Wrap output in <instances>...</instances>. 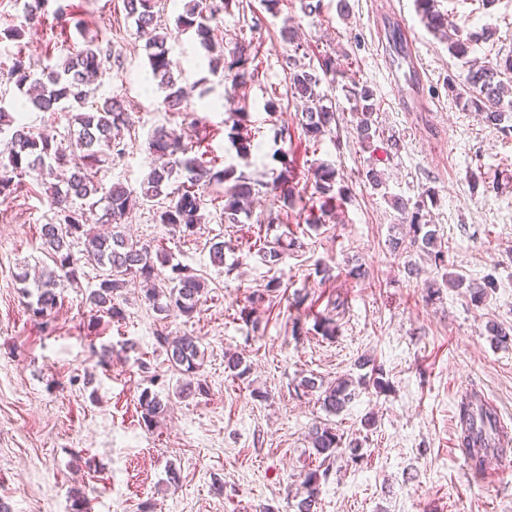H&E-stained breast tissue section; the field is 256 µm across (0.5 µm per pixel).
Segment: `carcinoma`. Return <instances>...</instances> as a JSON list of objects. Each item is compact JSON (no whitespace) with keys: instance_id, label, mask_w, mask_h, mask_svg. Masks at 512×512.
<instances>
[{"instance_id":"carcinoma-1","label":"carcinoma","mask_w":512,"mask_h":512,"mask_svg":"<svg viewBox=\"0 0 512 512\" xmlns=\"http://www.w3.org/2000/svg\"><path fill=\"white\" fill-rule=\"evenodd\" d=\"M21 8L23 22L4 29V38L19 41L25 29L42 23L48 15L51 0H16ZM240 0H187L175 24L181 33H191L208 58L213 73H223L231 90H246L259 78L258 53L250 44L242 43L225 58L224 46L214 34L213 22L221 12L230 11ZM438 0H414L415 11L426 29L439 41L448 45V52L456 58H465L472 51V38L464 34L448 13L437 7ZM126 18L133 20L137 32L145 38L144 50L152 79L164 93L160 108L166 112H180L189 105L180 76L174 72L168 39L171 32L162 24L157 0H124ZM112 56V41L107 32L96 35L75 53L54 64L36 70L27 61L23 48L11 56V65L0 70V79L13 86L20 94L21 103L38 112H68L76 130L69 132L68 146L57 143L56 138L34 132L20 116L16 106L6 107L0 98V196L7 197L23 183L24 178L34 179L43 189L53 210V221L41 225L40 237L47 248L53 267L41 271L33 279L34 290H23L32 298L29 310L40 318L60 303L61 289L79 283L84 265L100 269L101 278L92 289L86 302L92 310L108 315L119 322L124 310L119 303L121 289L134 280L155 283L162 269H170L166 276L169 287H152L146 290L145 300L160 315L177 312L191 318L198 311L204 293V283L186 266L174 264L168 255L154 252L149 244L134 240L124 230L125 218L140 203L164 198L165 206L155 213L159 224H167L185 237L195 233L201 223L202 205L200 190L211 186H224V204L221 220L226 224L242 223L241 215L247 213L251 199L266 184L244 174H235L232 168H218L216 161H205L191 155L179 134L158 126L149 136V150L161 159L130 190L120 184L105 186L98 179L101 166L121 158L126 151L123 131L128 126L127 113L120 99L112 95L96 96L90 88L105 62ZM288 83L292 98L302 102L300 126L308 140L319 142L333 131L336 123V103L319 91L322 77L345 71L336 68V61L329 56L318 60L314 66L301 61L298 55L287 57ZM448 93L463 104L484 115L488 125L504 132H511L507 124L512 112V54L499 57L489 64H469L461 82L448 77ZM350 104V111L359 117L357 137L359 143L369 148L379 134L376 112L377 101L373 90L355 81L340 84ZM279 173L272 190L279 191L283 206L305 216V223L313 226L326 223L336 214L337 208L348 198V189L337 180L338 172L330 164L322 163L312 172L311 196L296 190L288 162ZM392 207L403 215L409 246L418 248L431 257L435 268L446 266L445 254L437 244L435 231L430 229L424 200L412 201L400 196L391 198ZM102 210L101 223L111 225L110 231L99 233L86 224V214ZM82 245L80 255L73 248ZM158 344L165 349L167 361L179 374L176 394L188 398L203 390L198 379L205 351L197 336L183 335L170 338L163 333L157 336ZM225 369L233 378L249 373V366L236 354H224ZM371 367L372 385L380 391L390 388L383 378V369L370 366V359L358 360V367ZM366 384V376L358 380L342 378L322 387L313 378L305 377L300 387L307 391L321 390L319 399L329 414L341 412L352 396L353 384ZM139 408L145 426L150 427L165 416L167 403L160 395L144 389ZM495 415L489 407H481L478 394L470 392L457 405L461 447L469 450L471 468L480 471L485 463V448L476 421L494 423ZM314 455L321 459L322 469H310L301 475L305 490L296 504L297 512H314L321 493V480L330 468L342 458L357 464L362 459L359 445L351 443L343 448L342 436L329 423L321 422L310 429Z\"/></svg>"}]
</instances>
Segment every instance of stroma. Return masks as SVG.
Segmentation results:
<instances>
[{"instance_id": "35a3bbf8", "label": "stroma", "mask_w": 512, "mask_h": 512, "mask_svg": "<svg viewBox=\"0 0 512 512\" xmlns=\"http://www.w3.org/2000/svg\"><path fill=\"white\" fill-rule=\"evenodd\" d=\"M64 16H47L29 30L25 52L35 66L56 62L81 48L75 24L88 34L112 30V57L94 86L118 96L129 116L125 156L100 168L105 185L138 187L152 161L148 135L158 126L176 129L194 154L235 166L252 179L272 182L290 162L297 182L313 165L336 167L348 189L337 219L319 228L289 220L278 223L280 204L272 192L256 195L245 222L221 223L206 191L204 224L181 238L156 223L159 202L134 208L126 231L171 254L204 283L194 317L161 318L140 286L122 290L125 318L116 322L86 304L99 272L85 267L81 285L62 292L46 322L34 321L21 266L41 269L50 260L40 238L52 212L32 179L0 198V502L11 512H72L76 493L95 502L94 512H295L302 496L300 475L319 464L308 432L313 423L332 424L343 442L359 443V464L334 465L322 485L319 512H512V445L487 455L493 475L481 481L457 449V403L478 392L512 426V135L504 136L482 116L449 96L447 77L463 79L467 66L452 57L420 23L414 0H323L320 15H307L299 0H282L268 12L262 0H244L245 12L221 14L217 25L225 50L251 43L262 61L261 80L247 88V125L254 136L249 156L231 143L232 121L222 76L194 66L199 48L191 35L171 42L192 107L160 111L159 90H145L144 42L125 17L123 0H60ZM459 25L475 37L473 56L488 62L512 51V0H440ZM403 26L421 48L425 74L421 103L401 111L387 77L381 46L384 30ZM296 31L307 61L348 55L356 81L369 85L378 104L379 135L360 145L357 118L331 80L322 93L340 111L335 134L312 145L299 124L288 91L285 58L293 46L282 36ZM277 89L278 105L264 104ZM383 175L373 188L362 170ZM488 185L473 191L471 175ZM436 192L432 223L446 251L447 267L436 270L416 249L393 248L402 217L390 198L416 200ZM272 225L289 233L276 267L266 265L249 230ZM224 244V263L210 258ZM362 266L360 278L346 271ZM463 277L462 288L441 287L428 295L426 282ZM279 288L268 290L271 279ZM494 279L497 288L483 303L472 302L469 284ZM263 294L254 303L255 294ZM312 308L305 332L293 335L295 294ZM256 309L258 326L240 316ZM335 317L334 339L318 334L316 322ZM501 325L506 342L492 340L489 323ZM193 334L203 340V390L175 397L178 379L158 333ZM110 349L109 366L100 353ZM243 354L250 363L242 379L228 376L224 355ZM369 356L391 383L386 392L357 389L339 415L327 414L318 392H303L302 378L329 383L355 373ZM171 399L153 427L140 417L144 389ZM264 392V399L253 396ZM376 424L365 428V416ZM177 472L179 481L169 479Z\"/></svg>"}]
</instances>
